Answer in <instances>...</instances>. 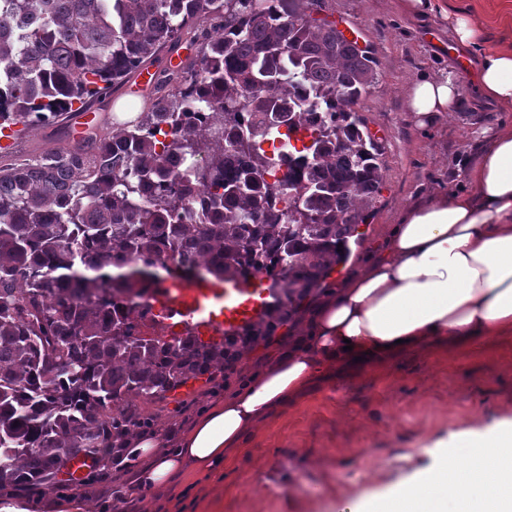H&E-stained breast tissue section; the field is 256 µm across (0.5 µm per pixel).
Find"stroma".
Instances as JSON below:
<instances>
[{"label": "stroma", "mask_w": 512, "mask_h": 512, "mask_svg": "<svg viewBox=\"0 0 512 512\" xmlns=\"http://www.w3.org/2000/svg\"><path fill=\"white\" fill-rule=\"evenodd\" d=\"M398 0H324L322 16L369 48L378 81L357 107L384 148L385 187L364 236L350 255L295 305L273 336L246 351L211 383L191 382L155 407L154 433L168 449L212 404L263 369L272 353L301 336L313 304L328 289L342 287L380 252L392 224L419 199L438 190H463L466 166L477 151V135L512 122V112L483 102L473 72L459 58L474 50L451 42L440 20L402 15ZM448 71L459 91L457 108L440 125L420 128L405 107L410 86L421 76ZM70 141L69 119L17 135L1 163L20 162ZM512 421V333L468 348L410 352L382 370L345 373L270 418L236 449L222 475L200 479L191 512H348L362 500L389 495L430 467L439 444L466 438ZM120 472L88 477L80 494L52 489L27 495L30 512H103L121 495L123 512H179L176 492H134L143 461L126 453Z\"/></svg>", "instance_id": "obj_1"}]
</instances>
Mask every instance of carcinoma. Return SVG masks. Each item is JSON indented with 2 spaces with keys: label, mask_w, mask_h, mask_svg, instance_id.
<instances>
[{
  "label": "carcinoma",
  "mask_w": 512,
  "mask_h": 512,
  "mask_svg": "<svg viewBox=\"0 0 512 512\" xmlns=\"http://www.w3.org/2000/svg\"><path fill=\"white\" fill-rule=\"evenodd\" d=\"M323 4L0 0V127L86 111L194 50L135 122L0 166V490L52 488L78 456L111 471L152 425L142 406L236 363L341 261L385 166L355 109L374 58ZM197 258L212 283L286 273L263 316L207 341L147 337L98 298L170 262L193 278Z\"/></svg>",
  "instance_id": "carcinoma-1"
}]
</instances>
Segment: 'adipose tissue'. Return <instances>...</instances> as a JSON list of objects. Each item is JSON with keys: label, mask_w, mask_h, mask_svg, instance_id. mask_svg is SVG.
I'll use <instances>...</instances> for the list:
<instances>
[{"label": "adipose tissue", "mask_w": 512, "mask_h": 512, "mask_svg": "<svg viewBox=\"0 0 512 512\" xmlns=\"http://www.w3.org/2000/svg\"><path fill=\"white\" fill-rule=\"evenodd\" d=\"M399 5L409 16L446 22L461 46L482 48L478 94L512 110V45L490 46L483 21L450 11L448 0ZM457 97L442 72L420 77L406 101L425 127L453 111ZM465 180L464 191L411 205L380 255L316 307L303 336L207 409L178 448L164 450L155 434L136 439L134 450L146 461L137 487L169 488L178 479L191 492L196 476L223 471L230 451L243 447L260 421L327 374L355 368L356 357L379 369L409 350L466 348L512 332V123L484 137ZM445 445L442 463L394 489L391 501L370 498L357 512H462L483 503L512 512V423L474 438L452 436Z\"/></svg>", "instance_id": "obj_1"}]
</instances>
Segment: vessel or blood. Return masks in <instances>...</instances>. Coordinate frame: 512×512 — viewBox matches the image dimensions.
Masks as SVG:
<instances>
[{"mask_svg":"<svg viewBox=\"0 0 512 512\" xmlns=\"http://www.w3.org/2000/svg\"><path fill=\"white\" fill-rule=\"evenodd\" d=\"M268 298V289L251 281L228 283L221 288L185 284L169 289L161 302L193 312L208 329L229 330L263 315Z\"/></svg>","mask_w":512,"mask_h":512,"instance_id":"vessel-or-blood-1","label":"vessel or blood"}]
</instances>
